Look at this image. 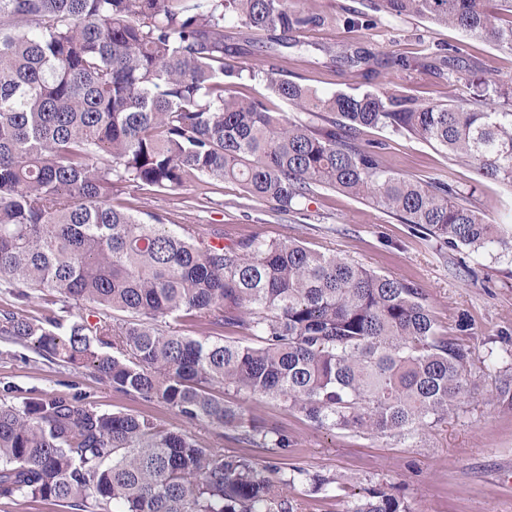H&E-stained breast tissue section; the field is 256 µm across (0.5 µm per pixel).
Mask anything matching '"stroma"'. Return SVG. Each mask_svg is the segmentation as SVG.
<instances>
[{
	"label": "stroma",
	"instance_id": "stroma-1",
	"mask_svg": "<svg viewBox=\"0 0 512 512\" xmlns=\"http://www.w3.org/2000/svg\"><path fill=\"white\" fill-rule=\"evenodd\" d=\"M378 0H298L323 22L269 44L267 32L229 30L225 63L248 66L254 76L236 87L239 96L265 101L292 121L318 124L275 96L265 71L321 93L377 90L419 103L467 105L464 79L449 77L448 53L478 76L512 84V49L426 19L396 17ZM358 51L369 63H348ZM359 144H380L387 169L413 180L452 181L488 223L512 225V187L482 177L471 162L451 156L432 141L385 128L363 129ZM133 214L161 215L165 224L192 225L197 234L215 229L243 239L296 240L422 288L441 332L469 349L467 393L447 419L411 437H376L319 429L297 410L266 398H244L267 427L288 433L287 463L333 478L332 491L312 494L296 487L298 512H346L353 493L395 487L413 512H512V255H471L403 223L360 199L321 189L281 213L248 197L233 182L199 176L162 193L128 189L112 199ZM467 330H460V322ZM75 396L101 410H133L169 427L182 420L160 403L116 393L89 369L50 360L32 345L0 340V399L6 386Z\"/></svg>",
	"mask_w": 512,
	"mask_h": 512
}]
</instances>
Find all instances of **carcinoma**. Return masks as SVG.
Returning a JSON list of instances; mask_svg holds the SVG:
<instances>
[{
	"mask_svg": "<svg viewBox=\"0 0 512 512\" xmlns=\"http://www.w3.org/2000/svg\"><path fill=\"white\" fill-rule=\"evenodd\" d=\"M512 48V0H380ZM507 15L510 21L500 23ZM324 22L288 0H0V288L52 293L59 313L0 311V337L81 363L112 390L158 402L284 457L287 434L233 393L276 400L320 428L407 436L448 417L466 392L469 350L438 328L422 289L298 241L213 245L158 215L112 205L193 176L232 181L288 211L316 188L361 198L452 249L512 253L453 184L395 174L360 146L362 127L433 141L512 186V85L469 78L472 108L379 91L319 94L269 69L272 91L314 127L234 93L224 30L272 38ZM81 314L69 320L72 302ZM121 311L129 319H118ZM198 318L196 338L160 322ZM245 331L253 343L224 338ZM332 479L300 466L203 448L147 415L50 393L0 400V501L73 512H298L291 491ZM347 512H411L379 485ZM63 510L68 509L39 499L19 498L14 502L0 501V512H67Z\"/></svg>",
	"mask_w": 512,
	"mask_h": 512,
	"instance_id": "1",
	"label": "carcinoma"
}]
</instances>
